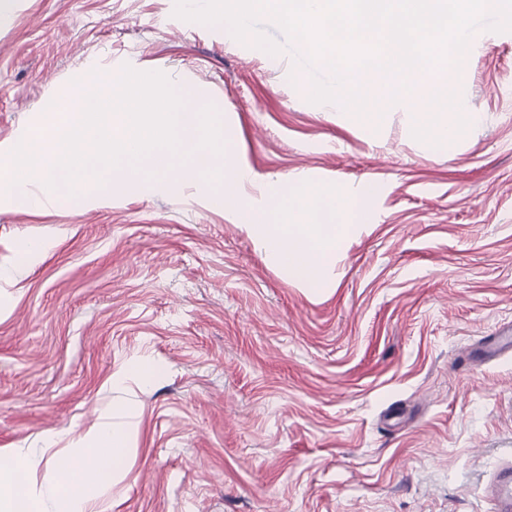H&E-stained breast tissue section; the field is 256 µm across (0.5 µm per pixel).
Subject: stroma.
Here are the masks:
<instances>
[{
	"instance_id": "obj_1",
	"label": "stroma",
	"mask_w": 512,
	"mask_h": 512,
	"mask_svg": "<svg viewBox=\"0 0 512 512\" xmlns=\"http://www.w3.org/2000/svg\"><path fill=\"white\" fill-rule=\"evenodd\" d=\"M175 0H17L0 26V146L47 124L58 93L122 65L208 91L224 148L281 184L379 186L336 278L308 295L268 266L203 184L43 208L0 204V448L79 432L130 406L136 450L112 512H496L512 468V349L468 360L512 325V31H481L457 78L482 115L422 147L402 100L373 132L314 104L291 54ZM41 253L16 265V248ZM164 365L154 386L113 373Z\"/></svg>"
}]
</instances>
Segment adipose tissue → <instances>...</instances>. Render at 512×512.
Instances as JSON below:
<instances>
[{"mask_svg":"<svg viewBox=\"0 0 512 512\" xmlns=\"http://www.w3.org/2000/svg\"><path fill=\"white\" fill-rule=\"evenodd\" d=\"M127 416L126 407L117 406L114 418L84 431L71 462L57 467L45 486H37L34 475L49 460L55 434L44 435L39 445L23 451L0 449V512H97L99 489L110 485L129 460L137 426Z\"/></svg>","mask_w":512,"mask_h":512,"instance_id":"adipose-tissue-1","label":"adipose tissue"}]
</instances>
